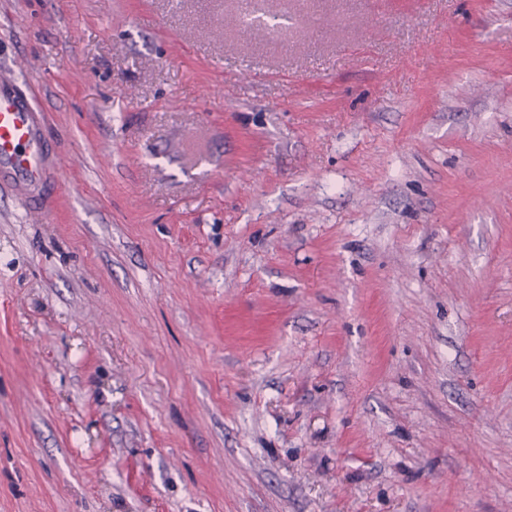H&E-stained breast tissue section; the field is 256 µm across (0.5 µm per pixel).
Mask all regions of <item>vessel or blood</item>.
<instances>
[{
    "label": "vessel or blood",
    "instance_id": "1",
    "mask_svg": "<svg viewBox=\"0 0 512 512\" xmlns=\"http://www.w3.org/2000/svg\"><path fill=\"white\" fill-rule=\"evenodd\" d=\"M59 173L43 112L18 77L0 73V187L36 210L57 190Z\"/></svg>",
    "mask_w": 512,
    "mask_h": 512
}]
</instances>
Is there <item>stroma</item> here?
I'll return each instance as SVG.
<instances>
[{"label": "stroma", "mask_w": 512, "mask_h": 512, "mask_svg": "<svg viewBox=\"0 0 512 512\" xmlns=\"http://www.w3.org/2000/svg\"><path fill=\"white\" fill-rule=\"evenodd\" d=\"M252 3L0 0V512H512V0ZM59 173L44 112L18 77L0 73V187L41 212L57 190Z\"/></svg>", "instance_id": "1"}]
</instances>
